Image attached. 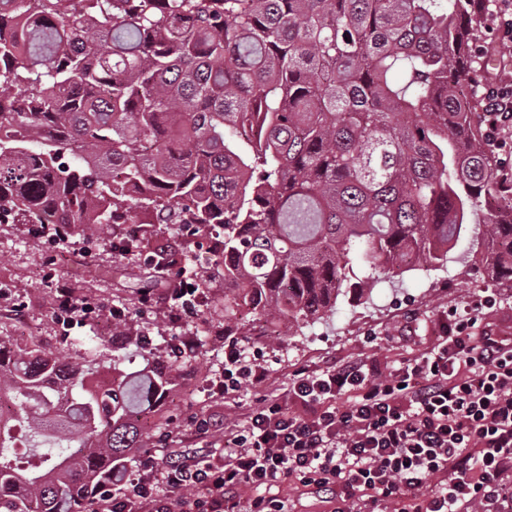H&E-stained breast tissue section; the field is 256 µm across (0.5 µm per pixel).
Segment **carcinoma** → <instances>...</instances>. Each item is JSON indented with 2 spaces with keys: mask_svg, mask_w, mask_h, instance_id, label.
Here are the masks:
<instances>
[{
  "mask_svg": "<svg viewBox=\"0 0 512 512\" xmlns=\"http://www.w3.org/2000/svg\"><path fill=\"white\" fill-rule=\"evenodd\" d=\"M479 0H0V216L224 229V332L336 309L355 254L442 266L480 199L472 263L512 280V178L484 135ZM467 77L471 96L458 93ZM159 264L179 287L166 246ZM112 379L0 344V512H85L173 367ZM79 432L77 448L69 436ZM30 451L20 472L16 449Z\"/></svg>",
  "mask_w": 512,
  "mask_h": 512,
  "instance_id": "cac0c4a2",
  "label": "carcinoma"
}]
</instances>
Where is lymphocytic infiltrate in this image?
<instances>
[{
	"instance_id": "f902f5d3",
	"label": "lymphocytic infiltrate",
	"mask_w": 512,
	"mask_h": 512,
	"mask_svg": "<svg viewBox=\"0 0 512 512\" xmlns=\"http://www.w3.org/2000/svg\"><path fill=\"white\" fill-rule=\"evenodd\" d=\"M492 149L512 139V86L482 89ZM456 318L403 366L379 371L360 359L301 373L293 393L224 436V453L188 452L143 477L114 466L94 512H269L291 483L334 495L336 512L390 503L394 512H512V340L475 333ZM225 394L264 385L266 370L229 349Z\"/></svg>"
}]
</instances>
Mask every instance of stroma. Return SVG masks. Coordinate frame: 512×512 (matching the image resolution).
Returning <instances> with one entry per match:
<instances>
[{"mask_svg": "<svg viewBox=\"0 0 512 512\" xmlns=\"http://www.w3.org/2000/svg\"><path fill=\"white\" fill-rule=\"evenodd\" d=\"M474 44L485 52L482 73L512 80V43L475 26ZM59 238L33 234L26 224H0V339L11 346H35L82 364L110 366L113 357L136 366V343L113 337L115 312L135 334L149 338L162 361L173 360V347L184 338L198 344L195 359L177 364L168 395L159 410L146 414L141 427L146 448L139 457H168L171 450L221 448L225 429L243 425L264 396L287 399L297 371H315L330 363L359 359L396 368L430 348L451 322L454 311H471L476 331L512 336V283L488 276L468 262L469 238L448 254L438 270L412 269L392 275L355 259L357 277L372 278L369 292L339 297L326 319L264 336L261 329L237 337L233 344L267 370L264 386L242 385L226 395L216 384L224 377L225 352L232 344L221 337L224 327V282L212 251V233L188 234L180 224H147L150 244L119 254L113 248L122 236L120 224H71ZM167 242L178 252L186 276L215 275L212 287L201 289L200 300L185 321L169 318L172 303L166 271L157 267L152 246ZM86 297L92 311L86 317L62 316L56 305L59 284ZM213 427L200 431V420Z\"/></svg>", "mask_w": 512, "mask_h": 512, "instance_id": "35a3bbf8", "label": "stroma"}]
</instances>
